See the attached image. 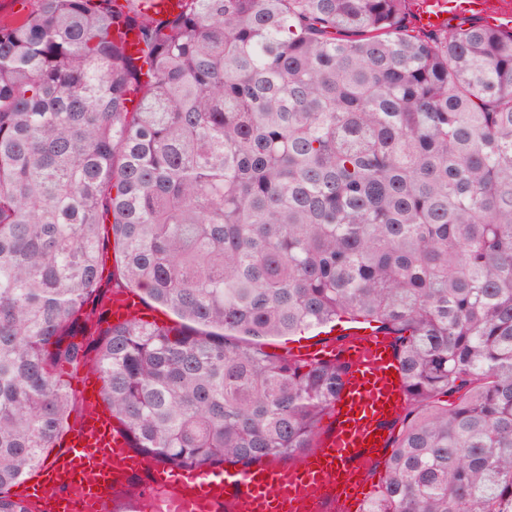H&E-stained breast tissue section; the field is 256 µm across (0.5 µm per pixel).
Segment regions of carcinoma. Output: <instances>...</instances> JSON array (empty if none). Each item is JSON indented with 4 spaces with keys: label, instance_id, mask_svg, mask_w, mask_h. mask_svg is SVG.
<instances>
[{
    "label": "carcinoma",
    "instance_id": "carcinoma-1",
    "mask_svg": "<svg viewBox=\"0 0 512 512\" xmlns=\"http://www.w3.org/2000/svg\"><path fill=\"white\" fill-rule=\"evenodd\" d=\"M116 2L0 20V512H33L8 490L80 368L172 468L314 450L348 365L262 345L343 320L394 336L407 396L360 512H512V31L427 33L411 0ZM110 238L185 329L77 336Z\"/></svg>",
    "mask_w": 512,
    "mask_h": 512
}]
</instances>
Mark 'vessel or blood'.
I'll return each mask as SVG.
<instances>
[{
  "label": "vessel or blood",
  "mask_w": 512,
  "mask_h": 512,
  "mask_svg": "<svg viewBox=\"0 0 512 512\" xmlns=\"http://www.w3.org/2000/svg\"><path fill=\"white\" fill-rule=\"evenodd\" d=\"M417 15L428 29L445 28L450 17H478L491 28L512 27V0H418ZM309 361L342 358L350 368L333 408L332 425L318 447L291 469L275 463L244 470L201 471L156 468L133 452L127 433L112 416L93 409L73 429L65 448L43 468L28 496L36 502L55 491V512H72L71 491H78L85 512L102 502L106 491L132 474L147 471V496L166 504L203 497L215 512H346L359 497L362 471L385 452L390 422L403 410L405 385L389 338L352 334L345 348L335 344L307 349Z\"/></svg>",
  "instance_id": "obj_1"
}]
</instances>
